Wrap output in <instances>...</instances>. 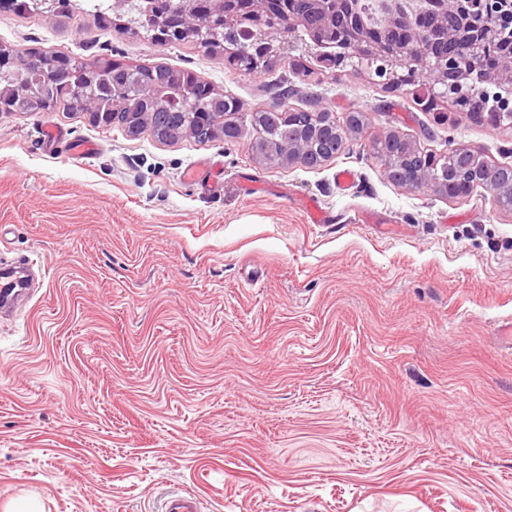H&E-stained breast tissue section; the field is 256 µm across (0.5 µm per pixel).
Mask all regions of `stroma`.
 <instances>
[{"mask_svg":"<svg viewBox=\"0 0 512 512\" xmlns=\"http://www.w3.org/2000/svg\"><path fill=\"white\" fill-rule=\"evenodd\" d=\"M0 44L196 71L243 111L361 113L321 166L0 112V512H512V210L393 182L388 133L512 166V126L317 48L230 70L84 10ZM349 169V188L336 182ZM315 201L328 215L312 223Z\"/></svg>","mask_w":512,"mask_h":512,"instance_id":"stroma-1","label":"stroma"}]
</instances>
